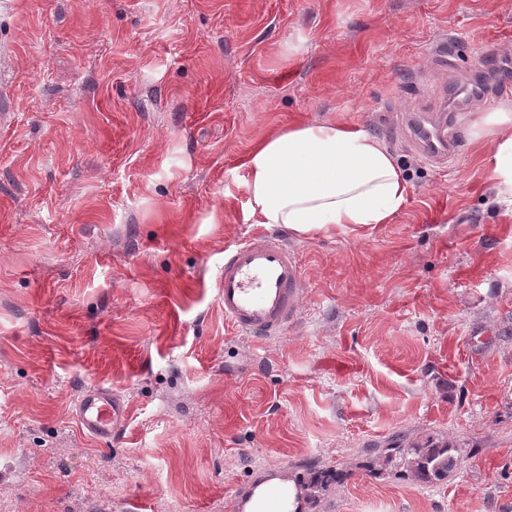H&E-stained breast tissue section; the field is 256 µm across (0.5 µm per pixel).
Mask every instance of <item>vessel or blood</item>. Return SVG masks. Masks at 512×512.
<instances>
[{
    "mask_svg": "<svg viewBox=\"0 0 512 512\" xmlns=\"http://www.w3.org/2000/svg\"><path fill=\"white\" fill-rule=\"evenodd\" d=\"M409 130L428 160L454 156L460 147L447 119L412 116ZM305 280L296 250L275 234L251 237L224 250L218 297L224 318L238 332L263 339L282 333L297 318ZM123 398L106 387L83 391L75 403L81 430L97 439L119 435L125 425Z\"/></svg>",
    "mask_w": 512,
    "mask_h": 512,
    "instance_id": "1",
    "label": "vessel or blood"
}]
</instances>
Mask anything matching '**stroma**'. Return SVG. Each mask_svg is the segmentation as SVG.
Instances as JSON below:
<instances>
[{"mask_svg": "<svg viewBox=\"0 0 512 512\" xmlns=\"http://www.w3.org/2000/svg\"><path fill=\"white\" fill-rule=\"evenodd\" d=\"M512 0H0V512H235L328 467L303 512H512V217L450 110ZM364 128L412 186L389 224L289 235L300 313L255 340L216 278L248 220L239 160L301 121ZM128 405L82 433L81 390ZM404 436L447 482L368 472ZM411 137L419 144L422 156L428 160H444L454 156L460 147L458 133L448 125L447 115L430 122L420 116L409 120ZM127 406L112 388L93 387L83 391L75 403V414L81 430L97 439L112 440L121 433ZM332 481V470L313 471L308 479L299 480L300 495L306 501L317 502L330 491Z\"/></svg>", "mask_w": 512, "mask_h": 512, "instance_id": "stroma-1", "label": "stroma"}]
</instances>
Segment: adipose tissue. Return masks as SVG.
<instances>
[{
  "instance_id": "obj_1",
  "label": "adipose tissue",
  "mask_w": 512,
  "mask_h": 512,
  "mask_svg": "<svg viewBox=\"0 0 512 512\" xmlns=\"http://www.w3.org/2000/svg\"><path fill=\"white\" fill-rule=\"evenodd\" d=\"M469 131L472 143L490 144L483 164L498 203L512 212V106L477 113ZM240 167L249 219L301 235L391 223L411 191L387 147L335 121L289 125L259 141Z\"/></svg>"
}]
</instances>
